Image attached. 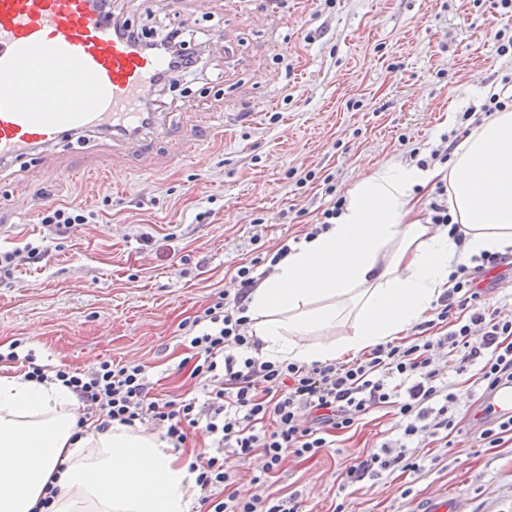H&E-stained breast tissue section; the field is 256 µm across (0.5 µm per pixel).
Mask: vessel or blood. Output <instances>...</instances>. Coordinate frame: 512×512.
<instances>
[{"label": "vessel or blood", "mask_w": 512, "mask_h": 512, "mask_svg": "<svg viewBox=\"0 0 512 512\" xmlns=\"http://www.w3.org/2000/svg\"><path fill=\"white\" fill-rule=\"evenodd\" d=\"M166 70L93 0H0V166L75 135L145 148L157 115L140 104Z\"/></svg>", "instance_id": "obj_1"}]
</instances>
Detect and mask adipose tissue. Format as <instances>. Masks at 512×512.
Here are the masks:
<instances>
[{
	"instance_id": "ef3b65f1",
	"label": "adipose tissue",
	"mask_w": 512,
	"mask_h": 512,
	"mask_svg": "<svg viewBox=\"0 0 512 512\" xmlns=\"http://www.w3.org/2000/svg\"><path fill=\"white\" fill-rule=\"evenodd\" d=\"M442 178L459 242L421 217V189ZM459 251H512V111L485 117L447 167L385 166L357 182L335 224L254 288L253 334L277 360L356 356L424 318L448 289ZM346 317L351 335L333 340ZM76 420L61 383L0 376V512H33L51 483L61 489L54 512H188L195 477L158 434L118 424L80 434Z\"/></svg>"
}]
</instances>
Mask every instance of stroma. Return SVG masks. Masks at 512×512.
<instances>
[{"label": "stroma", "mask_w": 512, "mask_h": 512, "mask_svg": "<svg viewBox=\"0 0 512 512\" xmlns=\"http://www.w3.org/2000/svg\"><path fill=\"white\" fill-rule=\"evenodd\" d=\"M120 19L186 30L201 57L176 90H155L171 132L150 154L125 144L95 153L82 142L27 158L0 179V245L45 238L41 263L0 281V375L22 356L86 371L97 362L141 361L161 393L192 396V351L178 326L211 293L231 287L235 266L274 251L330 203L323 176L347 195L380 165L407 163L463 133L449 112L480 123L485 87L512 96V56L498 55L496 0H117ZM226 115L224 139L164 166L182 134L205 139L198 122ZM96 158L103 173L70 176ZM317 180L296 188L301 172ZM84 202L98 221L63 241L46 239L41 211ZM209 218L196 221V213ZM262 226H254V218ZM146 227L151 240L131 237ZM260 242H253V235ZM393 423L385 412L314 459L288 458L275 495L298 493L304 512H416L437 493L463 497L466 512H512V441L487 451L466 424L429 471L347 490L339 474ZM411 496H404L405 488Z\"/></svg>", "instance_id": "35a3bbf8"}]
</instances>
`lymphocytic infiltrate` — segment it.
Masks as SVG:
<instances>
[{
    "mask_svg": "<svg viewBox=\"0 0 512 512\" xmlns=\"http://www.w3.org/2000/svg\"><path fill=\"white\" fill-rule=\"evenodd\" d=\"M96 212L83 204L45 209L50 235L67 238ZM263 258L232 272L234 290H221L179 329L195 351L196 396L156 393L141 362H99L76 372L29 363L28 377L67 384L80 413L78 428L104 432L118 423L159 432L173 448L204 428L210 446L191 462L199 512H299L296 496L265 491L287 457L307 460L333 447L336 433L356 429L371 411L392 409L395 424L376 451L353 457L342 472L349 488L396 473L425 472L430 444L445 448L462 430L452 375L476 371L484 394L512 386V315L486 304V276L512 274V257L483 254L457 266L453 286L432 319L406 342L376 345L345 361L298 364L263 356L253 336L247 304L261 279ZM264 465L242 480L225 456Z\"/></svg>",
    "mask_w": 512,
    "mask_h": 512,
    "instance_id": "1",
    "label": "lymphocytic infiltrate"
}]
</instances>
